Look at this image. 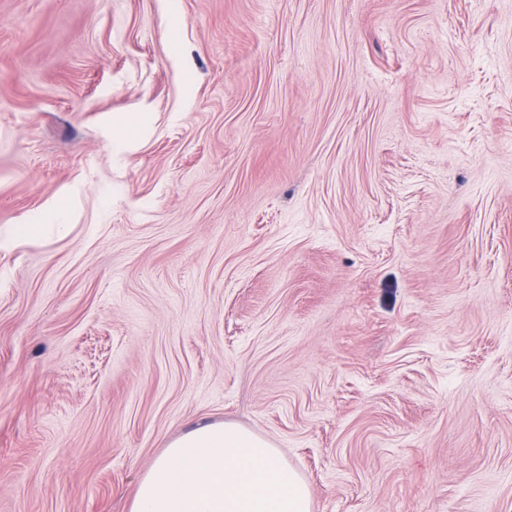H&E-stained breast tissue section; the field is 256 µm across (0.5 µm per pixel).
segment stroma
Masks as SVG:
<instances>
[{"instance_id":"1","label":"stroma","mask_w":512,"mask_h":512,"mask_svg":"<svg viewBox=\"0 0 512 512\" xmlns=\"http://www.w3.org/2000/svg\"><path fill=\"white\" fill-rule=\"evenodd\" d=\"M20 224L0 512L222 422L313 512H512V0H0Z\"/></svg>"}]
</instances>
